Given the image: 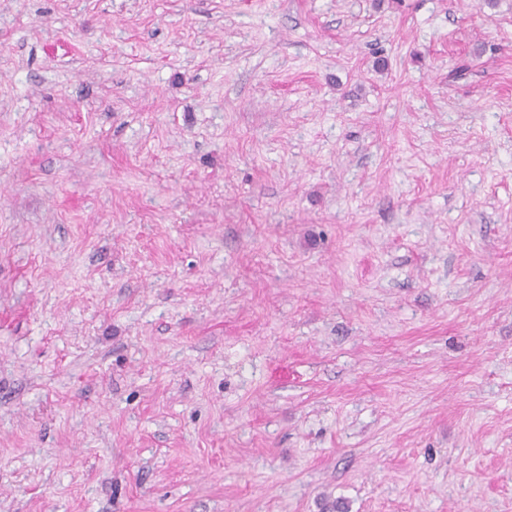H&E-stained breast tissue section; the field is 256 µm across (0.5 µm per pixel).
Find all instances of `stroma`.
I'll list each match as a JSON object with an SVG mask.
<instances>
[{
	"label": "stroma",
	"instance_id": "stroma-1",
	"mask_svg": "<svg viewBox=\"0 0 512 512\" xmlns=\"http://www.w3.org/2000/svg\"><path fill=\"white\" fill-rule=\"evenodd\" d=\"M0 512H512V0H0Z\"/></svg>",
	"mask_w": 512,
	"mask_h": 512
}]
</instances>
